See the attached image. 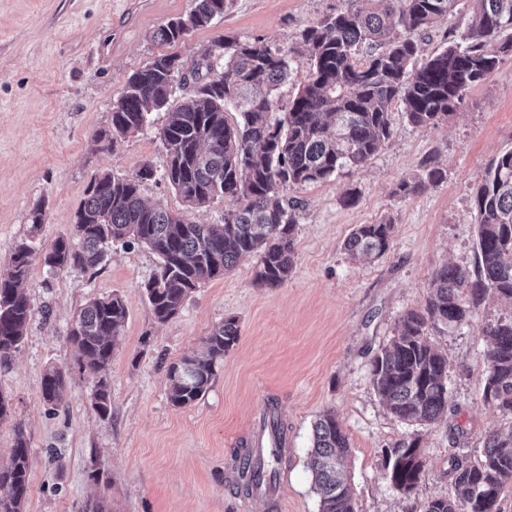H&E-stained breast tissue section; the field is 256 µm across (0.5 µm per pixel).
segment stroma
I'll return each instance as SVG.
<instances>
[{
  "label": "stroma",
  "instance_id": "stroma-1",
  "mask_svg": "<svg viewBox=\"0 0 512 512\" xmlns=\"http://www.w3.org/2000/svg\"><path fill=\"white\" fill-rule=\"evenodd\" d=\"M346 0H228L223 17L173 46L192 68L219 37L264 38L289 54L300 32ZM194 0H0V275L18 243L35 253L27 279L32 316L10 367L0 368V464L16 430L31 450L24 512H82L88 499L106 512H319L307 467L312 425L334 413L350 442L345 476L355 512H424L427 500L451 495V457L476 459L489 431L512 417L482 399L484 328L512 318V303L486 296L470 322L430 330L448 358V413L427 426L399 422L371 382L374 354L392 338L406 311L423 308L443 265L477 271L473 193L489 162L512 150V55L471 88L438 126L411 125L393 101V134L363 168L291 189L303 207L295 230L294 266L276 288L254 283L258 255L197 288L181 311L157 322L142 291L158 256L138 244H113L96 269L49 272L43 252L70 235L93 178L133 175L143 164L163 171L155 111L143 131L110 144L112 106L128 78L163 46L151 33L189 14ZM459 0L422 39V56L443 50L470 22ZM440 167L443 180L403 198L399 182ZM357 189L355 205L340 202ZM140 194L199 224H220L235 201L192 208L162 180ZM43 221L33 224L34 209ZM394 225L389 251L354 258L343 243L360 224ZM120 294L128 316L107 377L112 414L92 408L94 375L77 363L67 330L90 299ZM237 320L239 340L207 392L177 408L168 397L167 367L200 353L224 319ZM65 371L67 392L57 410L40 397L49 367ZM278 404L288 426L285 460L268 496L235 494L233 451L253 436L260 414ZM416 436L424 460L417 490L398 491L387 452ZM98 480H91V473Z\"/></svg>",
  "mask_w": 512,
  "mask_h": 512
}]
</instances>
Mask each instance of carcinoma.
Here are the masks:
<instances>
[{
    "instance_id": "obj_1",
    "label": "carcinoma",
    "mask_w": 512,
    "mask_h": 512,
    "mask_svg": "<svg viewBox=\"0 0 512 512\" xmlns=\"http://www.w3.org/2000/svg\"><path fill=\"white\" fill-rule=\"evenodd\" d=\"M345 10L325 16L300 34L309 68L288 110L275 111L273 92L290 74L294 57L261 38L224 36L186 74L175 54L156 56L127 80L112 108L108 141L143 129L153 110L169 112L160 140L168 162L161 177L191 207L220 198L241 201L222 224H197L183 215L146 203L141 183L155 176L143 164L132 176L104 173L93 178L75 214L73 233L45 251L46 267L86 272L99 266L112 242L131 237L160 259L144 283L151 312L165 322L202 283L232 270L240 259L263 248L254 280L276 288L294 259L296 200L284 190L329 179L364 166L391 137L390 106L399 100L409 123L435 126L448 119L467 91L484 82L502 54L512 53V0H473L466 30L441 52L422 58L419 40L459 0H348ZM226 0H195L185 18L153 31L166 45L207 26ZM192 84L170 109L174 83ZM241 122L228 123V109ZM442 169L423 172L398 185L404 197L419 194L443 179ZM478 227V272L471 280L443 266L431 281L424 311H407L391 341L371 364L374 388L390 413L407 425L431 424L448 412V360L428 340L429 327L470 321L488 294L512 302V151L490 162L473 197ZM394 225L360 224L344 242L353 257H379L390 249ZM33 248L18 244L11 268L0 276V366L11 364L31 317L25 292ZM127 319L123 297L94 298L76 315L68 331L82 361L97 377L92 407L112 415L111 386L105 374ZM488 337L483 400L512 416V319L483 330ZM239 338L237 322L227 318L203 339V356L169 365V399L185 407L201 397L224 355ZM65 377L50 368L41 381L44 403L54 410L65 394ZM272 446L252 460L251 446L235 451L236 484L245 494L263 477L273 480L283 460L285 423L273 408ZM308 468L320 512H354L342 467L349 438L336 417L316 419ZM419 438L398 441L388 454V476L399 490L417 487L424 467ZM30 449L17 430L9 463L0 466V512H23L28 494ZM455 494L427 501L424 512H500L497 494L512 481V430L489 432L481 458L449 460Z\"/></svg>"
}]
</instances>
